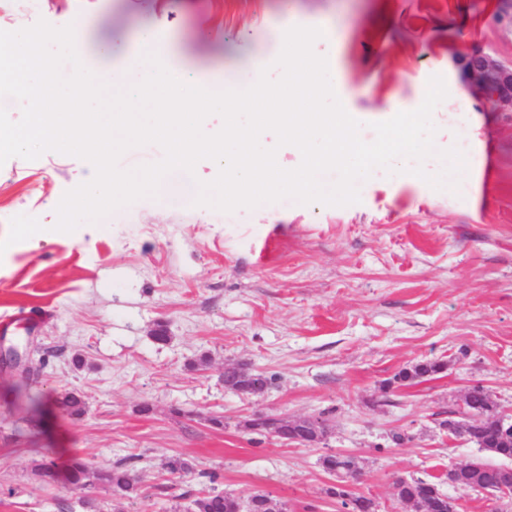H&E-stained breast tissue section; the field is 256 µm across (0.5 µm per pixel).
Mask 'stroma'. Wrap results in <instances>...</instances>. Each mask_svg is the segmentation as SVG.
<instances>
[{
	"label": "stroma",
	"instance_id": "35a3bbf8",
	"mask_svg": "<svg viewBox=\"0 0 512 512\" xmlns=\"http://www.w3.org/2000/svg\"><path fill=\"white\" fill-rule=\"evenodd\" d=\"M509 10L507 0H15L0 30L71 24L85 52L106 36L132 56L149 28L192 83L219 65L245 70L255 54L278 78L276 42L291 22L321 19L335 40L314 51L335 52L337 96L355 116L415 101L436 75L467 86L468 54L511 62ZM468 103L455 123L439 108L434 137L442 150L476 136L482 171L463 191L401 190L377 169L358 203L276 202L229 223L189 202L168 207L165 182L101 227L58 232L56 206L84 160L48 151L1 165L0 319L12 325L0 333V512H164L175 497L194 512L213 484L288 512H337L318 462L330 452L354 459L355 490L379 512H406L397 478L430 480L481 457L440 423L475 384L512 415V112L473 93ZM160 327L167 341L155 340ZM11 348L21 365L2 359ZM434 360L447 369L386 388ZM241 363L271 376L264 394L225 389L224 368ZM68 390L85 402L80 417L54 402ZM257 414L321 417L329 435L287 445L247 428ZM43 454L62 474L77 458L124 465L144 494L44 486ZM174 454L189 475L167 472Z\"/></svg>",
	"mask_w": 512,
	"mask_h": 512
}]
</instances>
